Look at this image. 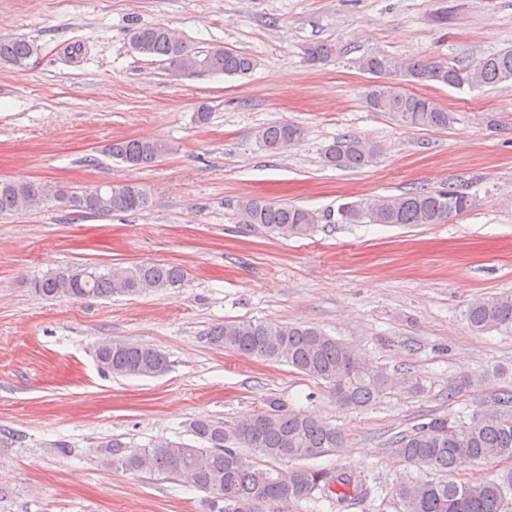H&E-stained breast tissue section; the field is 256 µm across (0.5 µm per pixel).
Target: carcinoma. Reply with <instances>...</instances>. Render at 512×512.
Listing matches in <instances>:
<instances>
[{
	"label": "carcinoma",
	"mask_w": 512,
	"mask_h": 512,
	"mask_svg": "<svg viewBox=\"0 0 512 512\" xmlns=\"http://www.w3.org/2000/svg\"><path fill=\"white\" fill-rule=\"evenodd\" d=\"M133 49L147 56H162L168 69L181 73L197 69L245 76L254 60L228 47L195 51L165 26L135 29ZM37 53L24 39H0V63L21 68ZM336 53L334 45L312 43L303 48L306 61L317 64ZM358 68L376 80L365 95L373 112L418 128L447 129L456 113L431 99L402 87L444 85L453 88L502 85L512 88V48L481 57L472 67L429 59L400 60L382 53L363 56ZM302 129L293 124H269L258 139L271 152L298 144ZM173 152L159 139L133 138L105 145L102 153L132 168L147 167ZM379 147L347 135L324 151L325 163L336 169H361L376 160ZM89 214L140 212L150 195L137 183L108 184L91 191L57 188L35 179H0V215L31 210L49 200ZM474 206L466 190L414 189L399 196H374L339 205L337 212L319 216L288 203L251 199L240 205L241 223L263 228L285 239L310 235L316 224H440ZM185 270L175 264L140 263L90 271L77 266L33 280L31 288L46 299L82 300L112 296H139L175 292L184 285ZM472 331L512 328V294L484 296L465 313ZM210 344L234 354L285 363L324 384L345 408L359 409L378 402L392 390L420 389L419 382L397 376L372 364L351 346L322 330L297 323L239 321L215 325L206 333ZM100 367L120 377L156 378L166 374L170 361L162 351L143 344L104 342L96 348ZM195 444L158 440L149 448H131L114 439L103 445V459L114 468L131 472L170 473L206 494L213 512H288V506L319 491L336 503V512L372 498L375 488L366 476L352 471L294 467L286 473L257 467L241 449L271 460H307L346 447L336 426L310 414L294 412L271 399L266 409L227 426L199 417L189 424ZM393 453L407 466L425 474L409 477L395 488L398 512H512V389L494 394L488 406L452 419L433 416L413 425L391 441ZM504 463L493 477L479 482H458L455 473L465 465Z\"/></svg>",
	"instance_id": "cac0c4a2"
}]
</instances>
